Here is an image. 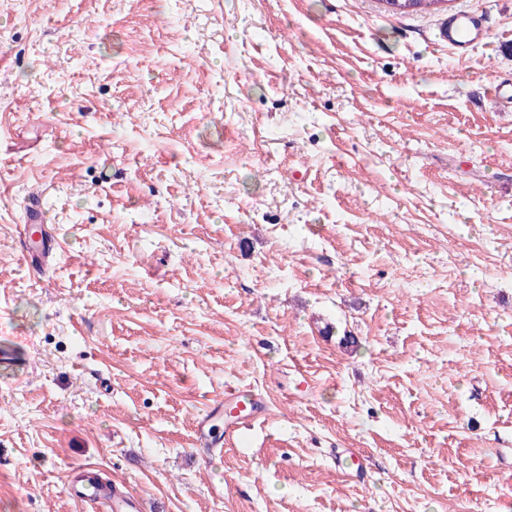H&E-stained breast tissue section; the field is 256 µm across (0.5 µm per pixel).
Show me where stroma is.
Here are the masks:
<instances>
[{
    "label": "stroma",
    "mask_w": 512,
    "mask_h": 512,
    "mask_svg": "<svg viewBox=\"0 0 512 512\" xmlns=\"http://www.w3.org/2000/svg\"><path fill=\"white\" fill-rule=\"evenodd\" d=\"M504 78L512 0H0V512H512ZM487 38L488 32L483 20L476 14L449 15L439 31V40L460 55H465L470 48L484 43ZM47 222V213L43 206V195L32 193L29 196L25 212V245L23 258L25 260L37 258L40 262L46 263L52 251L60 248L46 231L43 224ZM224 402L237 414L224 423L225 441L229 444L239 440L244 430L258 423L264 413L263 404L252 395L237 390H224ZM68 492L80 501L90 505L95 511L140 512L142 503L134 494H119L112 484L84 486L82 483L67 487Z\"/></svg>",
    "instance_id": "obj_1"
}]
</instances>
